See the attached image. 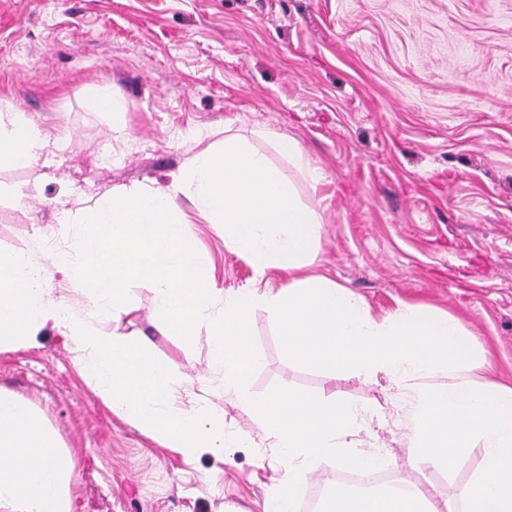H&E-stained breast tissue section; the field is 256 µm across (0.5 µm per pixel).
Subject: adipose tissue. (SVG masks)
Masks as SVG:
<instances>
[{
    "instance_id": "obj_1",
    "label": "adipose tissue",
    "mask_w": 512,
    "mask_h": 512,
    "mask_svg": "<svg viewBox=\"0 0 512 512\" xmlns=\"http://www.w3.org/2000/svg\"><path fill=\"white\" fill-rule=\"evenodd\" d=\"M41 132L21 121L0 133V164L34 159ZM71 461L55 433L27 403L0 392V512H72ZM326 512H448L420 486L352 494L337 487Z\"/></svg>"
}]
</instances>
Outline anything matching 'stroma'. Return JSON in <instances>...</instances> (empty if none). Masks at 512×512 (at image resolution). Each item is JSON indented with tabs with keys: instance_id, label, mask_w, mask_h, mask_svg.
Returning <instances> with one entry per match:
<instances>
[{
	"instance_id": "obj_1",
	"label": "stroma",
	"mask_w": 512,
	"mask_h": 512,
	"mask_svg": "<svg viewBox=\"0 0 512 512\" xmlns=\"http://www.w3.org/2000/svg\"><path fill=\"white\" fill-rule=\"evenodd\" d=\"M103 86L122 111L98 106ZM0 101L11 106L0 128L22 118L50 135L36 160L0 166V250L71 249L76 218L114 189L167 187L228 135L272 152L255 135L266 129L297 138L321 171L315 186L283 168L323 211L313 273L379 318L407 303L460 320L512 385V0H0ZM179 205L211 287L247 285L253 271L223 226ZM153 301L132 284L118 330L195 380L184 409L223 411V455L164 447L113 413L51 328L0 349V388L56 431L74 512H263L284 476L266 426L211 374L207 335L160 330ZM250 329L254 393H338L372 409L354 451L385 457L392 480L433 486L438 501L457 503L480 474L478 446L450 472L410 462L406 409L385 375L290 359L266 312Z\"/></svg>"
}]
</instances>
